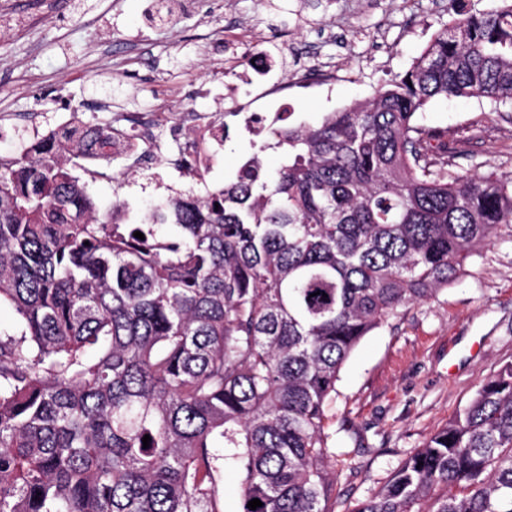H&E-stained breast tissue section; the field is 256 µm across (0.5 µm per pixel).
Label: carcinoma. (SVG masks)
I'll return each instance as SVG.
<instances>
[{"instance_id": "cac0c4a2", "label": "carcinoma", "mask_w": 512, "mask_h": 512, "mask_svg": "<svg viewBox=\"0 0 512 512\" xmlns=\"http://www.w3.org/2000/svg\"><path fill=\"white\" fill-rule=\"evenodd\" d=\"M492 2L373 99L272 125L233 180L138 223L73 174L112 152L110 126L0 158V305L19 322L0 337V512H224L228 469L239 512H335L342 366L512 227V174L449 170L420 120L440 97L512 111V0ZM352 512H512V363Z\"/></svg>"}]
</instances>
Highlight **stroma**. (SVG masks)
<instances>
[{"label":"stroma","instance_id":"35a3bbf8","mask_svg":"<svg viewBox=\"0 0 512 512\" xmlns=\"http://www.w3.org/2000/svg\"><path fill=\"white\" fill-rule=\"evenodd\" d=\"M452 16L448 0H0V156L20 155L39 137L75 122L119 117L155 121L161 166L128 159L96 165L88 190L108 211L131 205L130 220L196 186L166 160L186 135L176 113L205 112L227 123L224 149L207 175L230 179L253 151L232 116L233 100L267 112L286 106L291 124L317 123L373 97L404 74ZM260 23V46L287 63L286 103L260 98L242 78L252 51L231 54L228 25ZM336 67L321 87L294 86L297 71ZM423 122L445 133L450 170L512 174V119L477 99L433 100ZM512 363V229L469 258L434 300L403 309L365 336L340 372L326 430L336 434V512H352L401 460Z\"/></svg>","mask_w":512,"mask_h":512}]
</instances>
